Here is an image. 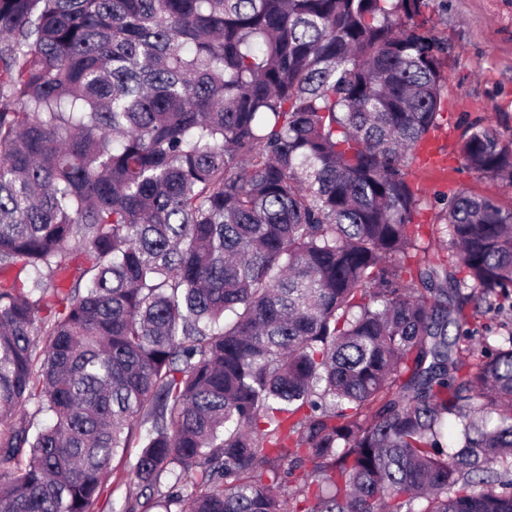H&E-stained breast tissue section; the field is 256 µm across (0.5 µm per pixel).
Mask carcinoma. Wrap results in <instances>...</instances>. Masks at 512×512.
I'll return each mask as SVG.
<instances>
[{
    "mask_svg": "<svg viewBox=\"0 0 512 512\" xmlns=\"http://www.w3.org/2000/svg\"><path fill=\"white\" fill-rule=\"evenodd\" d=\"M427 2L0 0V512H106L119 454L121 512H512V210L420 246Z\"/></svg>",
    "mask_w": 512,
    "mask_h": 512,
    "instance_id": "cac0c4a2",
    "label": "carcinoma"
}]
</instances>
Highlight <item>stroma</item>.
I'll return each instance as SVG.
<instances>
[{"label":"stroma","mask_w":512,"mask_h":512,"mask_svg":"<svg viewBox=\"0 0 512 512\" xmlns=\"http://www.w3.org/2000/svg\"><path fill=\"white\" fill-rule=\"evenodd\" d=\"M417 21L448 42L442 60L447 128L437 138L456 171L448 186L425 174L420 161L412 162L411 184L427 201L418 223H437L444 198L454 190L512 208V182L469 171L457 153L463 132L473 124L512 136V0H429Z\"/></svg>","instance_id":"1"}]
</instances>
